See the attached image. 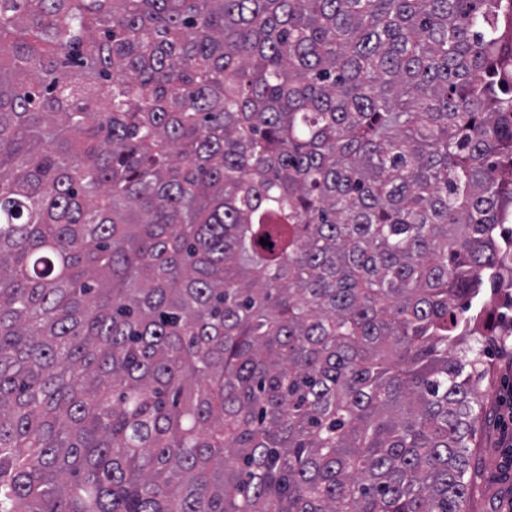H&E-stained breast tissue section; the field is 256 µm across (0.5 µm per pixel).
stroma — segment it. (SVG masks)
Wrapping results in <instances>:
<instances>
[{
  "instance_id": "35a3bbf8",
  "label": "stroma",
  "mask_w": 512,
  "mask_h": 512,
  "mask_svg": "<svg viewBox=\"0 0 512 512\" xmlns=\"http://www.w3.org/2000/svg\"><path fill=\"white\" fill-rule=\"evenodd\" d=\"M480 306L492 317L493 342L487 343L485 360L489 376L480 389L483 414L473 433L472 512H512V470L504 464L500 447L508 432L502 422L503 397L512 388V347L503 335L512 333V294L482 290Z\"/></svg>"
}]
</instances>
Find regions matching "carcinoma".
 Returning a JSON list of instances; mask_svg holds the SVG:
<instances>
[{
  "label": "carcinoma",
  "instance_id": "1",
  "mask_svg": "<svg viewBox=\"0 0 512 512\" xmlns=\"http://www.w3.org/2000/svg\"><path fill=\"white\" fill-rule=\"evenodd\" d=\"M511 221L512 0H0V512H470Z\"/></svg>",
  "mask_w": 512,
  "mask_h": 512
}]
</instances>
